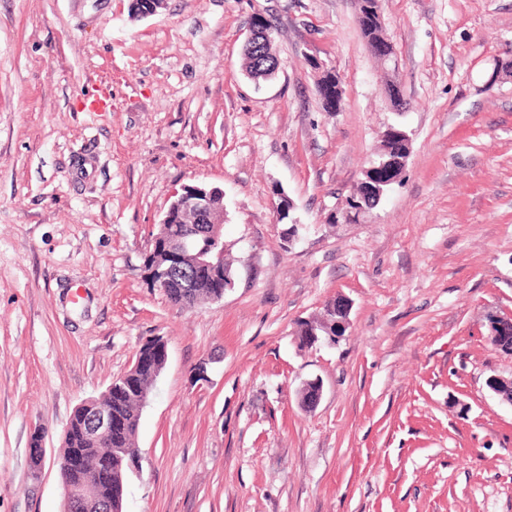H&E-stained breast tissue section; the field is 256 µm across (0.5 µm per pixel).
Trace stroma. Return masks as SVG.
Masks as SVG:
<instances>
[{
    "mask_svg": "<svg viewBox=\"0 0 512 512\" xmlns=\"http://www.w3.org/2000/svg\"><path fill=\"white\" fill-rule=\"evenodd\" d=\"M381 6L400 111L356 0H166L138 20L130 0H0V512H62L75 408L154 337L168 359L123 512H512V406L486 387L512 356L484 326L512 315V0ZM257 14L279 61L260 83L240 59ZM391 124L407 166L348 218ZM194 184L224 190L234 286L187 310L145 259ZM340 296L345 335L300 346Z\"/></svg>",
    "mask_w": 512,
    "mask_h": 512,
    "instance_id": "35a3bbf8",
    "label": "stroma"
}]
</instances>
